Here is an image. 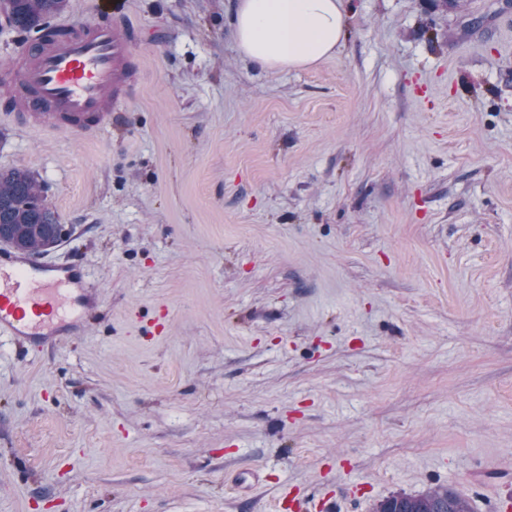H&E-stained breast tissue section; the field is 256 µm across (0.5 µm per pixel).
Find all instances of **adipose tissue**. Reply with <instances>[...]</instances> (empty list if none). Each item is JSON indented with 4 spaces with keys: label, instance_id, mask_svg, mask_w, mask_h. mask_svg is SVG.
Listing matches in <instances>:
<instances>
[{
    "label": "adipose tissue",
    "instance_id": "obj_1",
    "mask_svg": "<svg viewBox=\"0 0 512 512\" xmlns=\"http://www.w3.org/2000/svg\"><path fill=\"white\" fill-rule=\"evenodd\" d=\"M343 0H239L235 38L250 59L278 71L315 64L335 51Z\"/></svg>",
    "mask_w": 512,
    "mask_h": 512
}]
</instances>
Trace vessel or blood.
Returning a JSON list of instances; mask_svg holds the SVG:
<instances>
[{
  "instance_id": "1",
  "label": "vessel or blood",
  "mask_w": 512,
  "mask_h": 512,
  "mask_svg": "<svg viewBox=\"0 0 512 512\" xmlns=\"http://www.w3.org/2000/svg\"><path fill=\"white\" fill-rule=\"evenodd\" d=\"M136 39L127 18L104 7L96 23L74 19L62 25L60 34L21 46L11 93L24 109L15 120L46 132L79 134L111 125L139 81ZM94 304L79 266L0 251L1 335L49 346L79 330Z\"/></svg>"
}]
</instances>
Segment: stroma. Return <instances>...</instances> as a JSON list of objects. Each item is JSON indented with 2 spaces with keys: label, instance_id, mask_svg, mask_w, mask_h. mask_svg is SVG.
Here are the masks:
<instances>
[{
  "label": "stroma",
  "instance_id": "35a3bbf8",
  "mask_svg": "<svg viewBox=\"0 0 512 512\" xmlns=\"http://www.w3.org/2000/svg\"><path fill=\"white\" fill-rule=\"evenodd\" d=\"M236 0H115L128 106L15 124L96 311L0 339V512H334L512 496V0H345L335 53L271 71ZM167 320L168 331L154 325ZM470 500L442 487L429 489L417 496L393 493L380 500L374 512H473Z\"/></svg>",
  "mask_w": 512,
  "mask_h": 512
}]
</instances>
